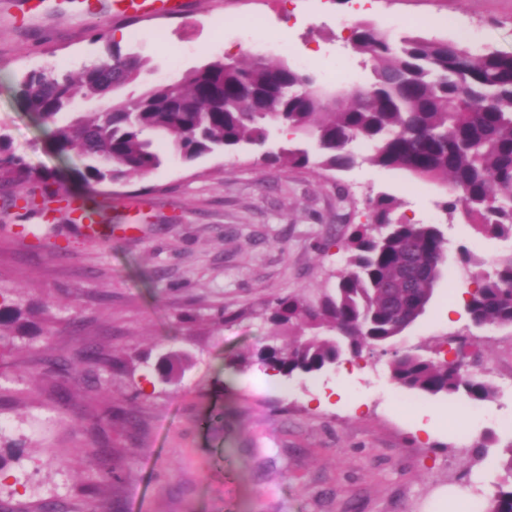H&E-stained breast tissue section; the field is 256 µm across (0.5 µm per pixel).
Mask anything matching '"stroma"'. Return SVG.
Here are the masks:
<instances>
[{
    "label": "stroma",
    "instance_id": "stroma-1",
    "mask_svg": "<svg viewBox=\"0 0 512 512\" xmlns=\"http://www.w3.org/2000/svg\"><path fill=\"white\" fill-rule=\"evenodd\" d=\"M176 21L85 24L45 0L29 25L20 0H0V132L59 193L84 196L112 232L85 239L67 212L39 218L26 199L43 185L0 189V299L31 311L29 333L0 342V505L38 512H459V490L487 507L512 430V328L472 327L459 247L483 261L503 240L448 221L443 185L374 166L364 152L343 171L267 164L278 151L245 145L125 182L85 185L77 156L56 154L21 104L29 70L79 74L111 44L147 60L122 89L138 95L208 61L262 56L347 92L371 72L348 36L360 22L392 38L414 33L512 52V0H196ZM104 41H97V32ZM386 194L415 223L440 225L444 275L425 312L386 351L270 383L258 361L276 336L259 311L274 297L323 287L346 259L342 241ZM468 331L469 360L490 364L497 393L471 413L462 396L395 383L393 353L435 356ZM96 346L104 361L86 365ZM186 355L170 380L161 356ZM340 387L341 395L322 393ZM219 422H212V415ZM486 445L484 456L471 452ZM112 471L103 481V471Z\"/></svg>",
    "mask_w": 512,
    "mask_h": 512
}]
</instances>
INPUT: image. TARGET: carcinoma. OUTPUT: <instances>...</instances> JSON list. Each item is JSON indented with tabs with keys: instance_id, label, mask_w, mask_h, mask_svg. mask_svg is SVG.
Listing matches in <instances>:
<instances>
[{
	"instance_id": "cac0c4a2",
	"label": "carcinoma",
	"mask_w": 512,
	"mask_h": 512,
	"mask_svg": "<svg viewBox=\"0 0 512 512\" xmlns=\"http://www.w3.org/2000/svg\"><path fill=\"white\" fill-rule=\"evenodd\" d=\"M350 43L371 63L372 80L350 99L331 95L330 104L317 102L315 94L324 90L314 76L287 63L224 58L176 83L59 122L78 95L102 98L138 78L142 59L109 45L77 83L67 74L23 73L18 96L48 128L54 150L82 160L76 176L88 185L160 168L165 157L152 134L189 163L243 144L262 147L276 126L292 137L278 152L263 154L265 162L345 170L355 162L351 145L363 142L373 165L444 185L441 208L450 218L511 239L512 52H475L419 34L396 41L368 23L354 26ZM40 179L0 133V186ZM399 207L389 195L369 200V222L345 238V264L316 300L302 292L269 302L266 320L296 333L288 345L264 351L259 361L266 369L288 378L320 372L349 354L384 347L425 312L443 275L447 240L436 224L405 221ZM461 263L476 284L465 302L472 323L512 327V250L495 257L490 272L465 250ZM26 326L19 306L0 308V340L4 328ZM390 371L396 383L426 395L461 393L474 404L495 395L486 377L420 354L394 356ZM500 466L505 477L485 512H512V443Z\"/></svg>"
}]
</instances>
